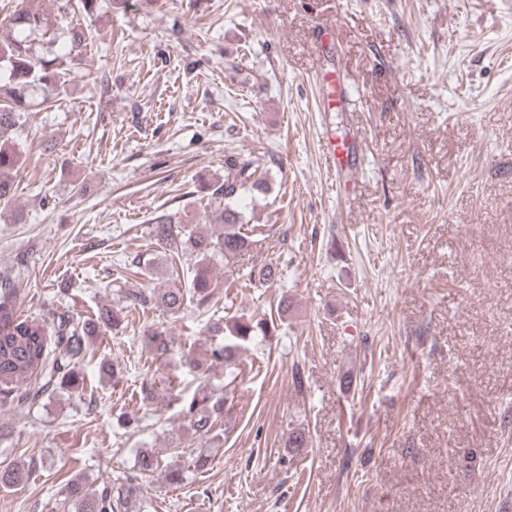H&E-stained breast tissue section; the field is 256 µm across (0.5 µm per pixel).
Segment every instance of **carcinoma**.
Here are the masks:
<instances>
[{
    "label": "carcinoma",
    "instance_id": "1",
    "mask_svg": "<svg viewBox=\"0 0 512 512\" xmlns=\"http://www.w3.org/2000/svg\"><path fill=\"white\" fill-rule=\"evenodd\" d=\"M8 24L10 33L0 38V202L11 198L12 171L19 163L18 150L5 140V136L20 124L29 108L27 91L33 87H51L59 93L65 91L75 78L67 59L74 53H82L89 36L81 25H73L69 30L67 53L38 59L34 56L33 41L36 36L52 35L48 15L31 9L28 0H19ZM266 189V179L253 163L240 162L236 156L227 155L224 159V182L211 187L216 217L222 226L219 234H195L170 214L153 218L149 235L157 246L170 256L188 253L195 258L190 294L198 310L209 311L214 299L217 288L214 261L219 257L230 261L255 243L251 235L241 231L243 215L235 207L236 200L245 192ZM279 276L278 267L264 265L250 272L249 282L255 288H269ZM16 299L14 277L0 275V399L19 403L27 400L30 393L19 391L18 385L38 377L44 378L48 387L58 382L64 388L78 389L80 373L76 367L77 359L84 355L89 338L106 330H118L122 322L119 310L104 308L96 317L82 321L69 318L50 330L38 320L19 317ZM184 300V290L177 287L157 294L128 292L123 297V302L130 309L157 306L171 314L182 309ZM291 306V301L284 296L275 313L267 317L233 316L222 326H212L214 333L224 334V343L211 349L208 361L224 366L232 380L218 387L205 379L192 394L177 398L179 414L200 438H210L215 424L224 416V407L232 393L230 387L237 378L236 369L245 344L274 335L277 321L283 320ZM53 334L59 337L60 349L58 357L50 362L49 337ZM143 340L159 358L168 357L176 346L175 338L165 330H149ZM27 473L23 465L1 469L0 485L13 487L21 483ZM66 494L78 512H129L131 504L141 500V486L136 475L121 482L105 481L98 487L74 480L67 487Z\"/></svg>",
    "mask_w": 512,
    "mask_h": 512
}]
</instances>
